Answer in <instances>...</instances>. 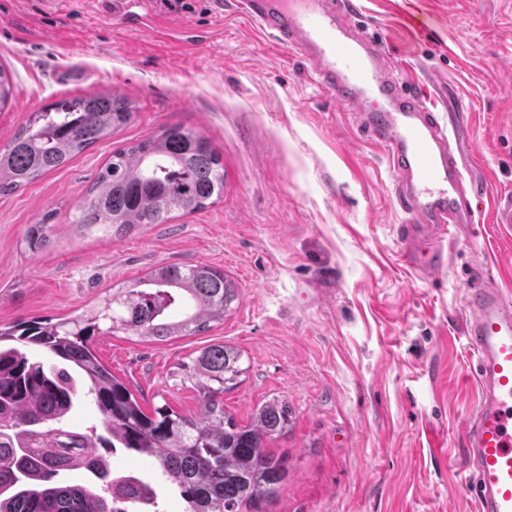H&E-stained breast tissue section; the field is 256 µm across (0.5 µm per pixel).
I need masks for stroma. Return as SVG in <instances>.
I'll return each instance as SVG.
<instances>
[{
  "instance_id": "stroma-1",
  "label": "stroma",
  "mask_w": 512,
  "mask_h": 512,
  "mask_svg": "<svg viewBox=\"0 0 512 512\" xmlns=\"http://www.w3.org/2000/svg\"><path fill=\"white\" fill-rule=\"evenodd\" d=\"M188 2L172 12L142 0L146 24L129 31L115 24L118 0H60L48 13L40 0H0V63L15 83L0 145L64 98L113 91L136 107L120 133L0 197V325L75 316L162 263L223 268L238 292L223 322L165 342L101 336L98 357L146 403L192 415L199 401L179 364L211 344L240 350L226 410L242 424L274 398L291 412L268 445L287 457L288 481L266 512H473L465 296L477 263L512 282V228L482 223L470 237L430 240L418 257L440 246L446 266L428 278L409 268L388 159L352 111L226 0ZM354 2L357 28L380 40L400 79L448 78L469 127L457 149L465 177L512 197V0ZM406 10L433 23L403 60ZM186 23L217 34L200 46L154 37ZM171 125L220 154L221 200L121 238L74 230L112 151ZM32 224L56 227L37 254L24 242Z\"/></svg>"
}]
</instances>
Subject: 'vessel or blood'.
I'll return each mask as SVG.
<instances>
[{
  "mask_svg": "<svg viewBox=\"0 0 512 512\" xmlns=\"http://www.w3.org/2000/svg\"><path fill=\"white\" fill-rule=\"evenodd\" d=\"M354 0H242L241 13L279 46L306 61L311 76L351 108L364 135L387 155L393 198L409 214L406 238L443 236L483 219L512 224V199L491 201L486 186L465 185L454 142L459 113L448 106V81L430 75L424 99L390 77L377 42L357 35ZM466 293L464 333L476 354L477 402L466 422L475 512H512V296L475 267Z\"/></svg>",
  "mask_w": 512,
  "mask_h": 512,
  "instance_id": "obj_1",
  "label": "vessel or blood"
}]
</instances>
